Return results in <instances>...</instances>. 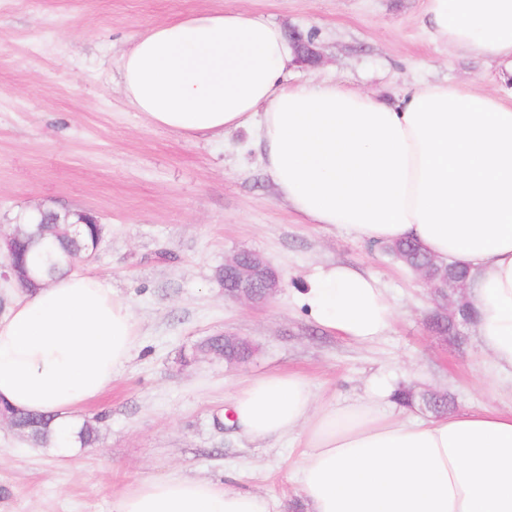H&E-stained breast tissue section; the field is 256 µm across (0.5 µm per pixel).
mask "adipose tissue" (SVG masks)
Instances as JSON below:
<instances>
[{"mask_svg": "<svg viewBox=\"0 0 512 512\" xmlns=\"http://www.w3.org/2000/svg\"><path fill=\"white\" fill-rule=\"evenodd\" d=\"M429 41L492 64L495 92L422 83L394 105L289 82L283 31L214 10L148 28L118 63L128 101L155 125L223 140L248 128L279 198L315 224L373 245L413 240L471 272L476 332L495 374L512 375V0H428ZM324 330L366 344L395 308L378 280L335 264L300 296ZM130 302L102 277L46 279L0 316V404L68 417L107 390L136 344ZM389 385L316 404L295 372L236 392L254 440L290 439L306 512H512V411L416 420ZM112 512H278L273 499L207 479L141 481Z\"/></svg>", "mask_w": 512, "mask_h": 512, "instance_id": "ef3b65f1", "label": "adipose tissue"}]
</instances>
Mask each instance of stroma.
<instances>
[{
  "label": "stroma",
  "instance_id": "obj_1",
  "mask_svg": "<svg viewBox=\"0 0 512 512\" xmlns=\"http://www.w3.org/2000/svg\"><path fill=\"white\" fill-rule=\"evenodd\" d=\"M427 0H0V237L41 206L83 210L106 227L82 272L127 298L136 345L112 386L82 410L104 415L99 440L60 457L0 421V512H111L143 479L206 478L304 512L289 442L252 441L232 424L233 395L276 371L308 377L318 401L364 395L382 381L447 395L449 413L512 410V382L491 376L474 326L444 336L436 302L383 247L311 224L281 203L254 132L223 141L155 126L126 99L119 58L152 24L245 10L311 38L320 60L296 84L341 85L392 103L418 81H471L492 91L487 64L431 44ZM242 250L278 269L282 290L249 307L224 295L218 271ZM354 263L375 277L396 316L362 345L323 332L298 302L321 266ZM253 341L229 366L201 355L208 337Z\"/></svg>",
  "mask_w": 512,
  "mask_h": 512
}]
</instances>
